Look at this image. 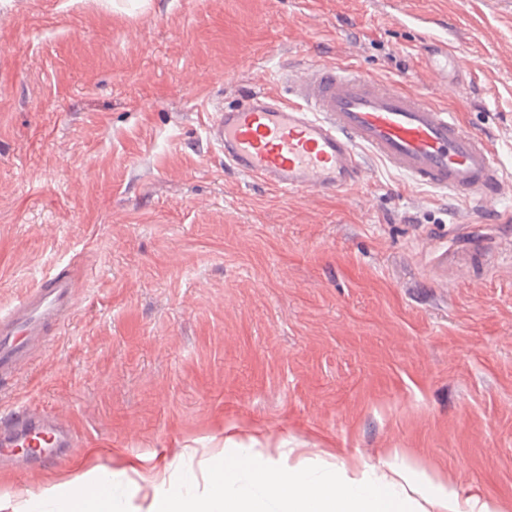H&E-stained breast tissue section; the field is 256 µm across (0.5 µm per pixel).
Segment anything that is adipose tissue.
I'll return each instance as SVG.
<instances>
[{
  "instance_id": "1",
  "label": "adipose tissue",
  "mask_w": 512,
  "mask_h": 512,
  "mask_svg": "<svg viewBox=\"0 0 512 512\" xmlns=\"http://www.w3.org/2000/svg\"><path fill=\"white\" fill-rule=\"evenodd\" d=\"M359 476L337 469L314 476L302 466H282L259 456L212 455L208 489L197 492L192 482L153 497L148 512H512V507L461 495L446 482L427 488L411 481L407 468L395 469L387 480L371 478V465L359 463ZM254 486V493L241 489Z\"/></svg>"
}]
</instances>
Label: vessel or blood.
<instances>
[{
	"instance_id": "b4317fda",
	"label": "vessel or blood",
	"mask_w": 512,
	"mask_h": 512,
	"mask_svg": "<svg viewBox=\"0 0 512 512\" xmlns=\"http://www.w3.org/2000/svg\"><path fill=\"white\" fill-rule=\"evenodd\" d=\"M288 82V98L247 92L236 106L215 112L207 127L225 164L251 180L284 193L340 189L364 177L366 152L416 184L463 202L512 188L481 136L408 86L336 66L308 67ZM83 295L82 281L61 271L0 312V381L15 377ZM44 441L60 451L76 444L60 418L17 410L0 422V463Z\"/></svg>"
}]
</instances>
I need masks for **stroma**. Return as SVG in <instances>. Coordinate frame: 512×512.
Wrapping results in <instances>:
<instances>
[{"mask_svg": "<svg viewBox=\"0 0 512 512\" xmlns=\"http://www.w3.org/2000/svg\"><path fill=\"white\" fill-rule=\"evenodd\" d=\"M313 64L408 82L512 176V0H0V310L55 271L86 285L0 388L80 444L0 469V512L104 467L146 512L220 449L512 503V194L225 167L213 112Z\"/></svg>", "mask_w": 512, "mask_h": 512, "instance_id": "35a3bbf8", "label": "stroma"}]
</instances>
